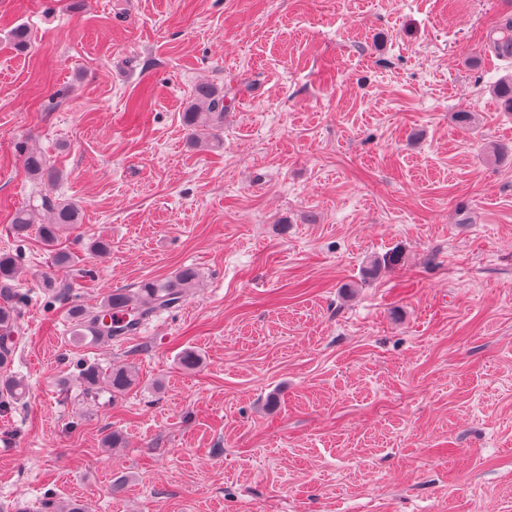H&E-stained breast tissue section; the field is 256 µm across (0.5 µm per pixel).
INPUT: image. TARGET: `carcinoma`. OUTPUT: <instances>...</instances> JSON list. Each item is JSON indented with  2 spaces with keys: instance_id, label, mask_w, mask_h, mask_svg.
<instances>
[{
  "instance_id": "1",
  "label": "carcinoma",
  "mask_w": 512,
  "mask_h": 512,
  "mask_svg": "<svg viewBox=\"0 0 512 512\" xmlns=\"http://www.w3.org/2000/svg\"><path fill=\"white\" fill-rule=\"evenodd\" d=\"M501 36L492 39L491 46L499 55L512 56V21L504 24ZM224 92L209 84L196 88L195 100L183 113V122L195 144L215 139L224 127ZM26 173L34 180L54 185L63 180V171L54 167L37 147L22 150ZM80 223L79 206L52 194H41L28 207L14 212L12 228L16 238L28 236L37 228L42 242L53 247L63 233ZM20 267L9 253L0 254V408L24 400L29 394L25 379L6 371L16 347L14 333L20 305L23 303L15 282ZM199 285V273L193 267H183L167 280H145L134 288H115L105 293L96 306L74 305L68 308L71 342L76 346H95L114 338L129 335L156 314L176 308L191 289ZM76 379L88 392L101 388L120 397L136 385V372L130 365L103 368L96 362L80 360L76 364Z\"/></svg>"
}]
</instances>
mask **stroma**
Instances as JSON below:
<instances>
[{
	"label": "stroma",
	"instance_id": "stroma-1",
	"mask_svg": "<svg viewBox=\"0 0 512 512\" xmlns=\"http://www.w3.org/2000/svg\"><path fill=\"white\" fill-rule=\"evenodd\" d=\"M509 20L512 0H0L30 389L0 413V512H512ZM202 81L230 104L207 148L182 119ZM29 144L81 208L74 267L9 230ZM184 266L203 283L179 307L70 344L68 306ZM78 359L139 383L86 397Z\"/></svg>",
	"mask_w": 512,
	"mask_h": 512
}]
</instances>
